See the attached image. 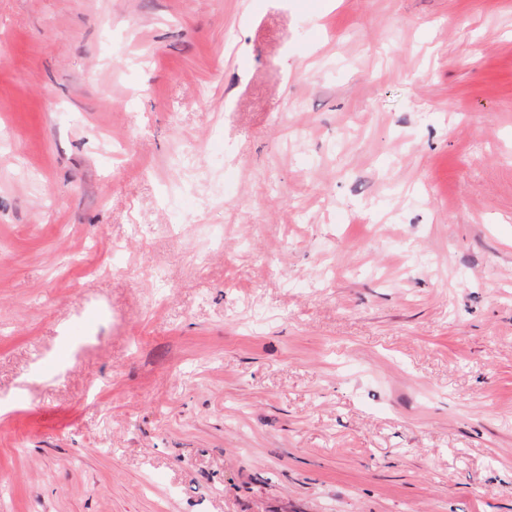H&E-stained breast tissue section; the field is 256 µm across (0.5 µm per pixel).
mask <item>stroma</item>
<instances>
[{"label": "stroma", "instance_id": "35a3bbf8", "mask_svg": "<svg viewBox=\"0 0 512 512\" xmlns=\"http://www.w3.org/2000/svg\"><path fill=\"white\" fill-rule=\"evenodd\" d=\"M1 397L0 512H512V0H0Z\"/></svg>", "mask_w": 512, "mask_h": 512}]
</instances>
